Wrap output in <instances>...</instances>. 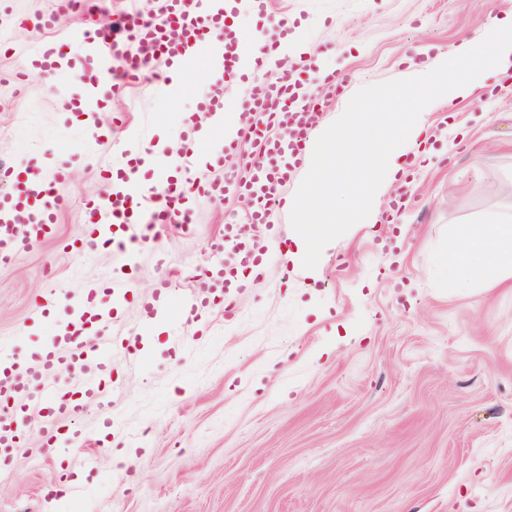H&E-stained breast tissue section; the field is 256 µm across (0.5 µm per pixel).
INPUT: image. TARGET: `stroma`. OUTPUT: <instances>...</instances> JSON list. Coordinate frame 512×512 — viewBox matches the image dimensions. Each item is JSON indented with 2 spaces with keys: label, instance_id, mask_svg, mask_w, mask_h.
Returning a JSON list of instances; mask_svg holds the SVG:
<instances>
[{
  "label": "stroma",
  "instance_id": "stroma-1",
  "mask_svg": "<svg viewBox=\"0 0 512 512\" xmlns=\"http://www.w3.org/2000/svg\"><path fill=\"white\" fill-rule=\"evenodd\" d=\"M52 7L14 0L0 14V165L49 172L54 146L72 147L57 237L0 262V336L27 356L67 320L29 327L47 288L75 295L116 265L108 249L88 261L62 249L84 231L109 142H173L215 85L232 104L250 91L191 63L166 87L158 61L143 84L89 95L99 124L77 119L38 75L19 77L41 38L17 20L32 25ZM234 13L268 38L295 18V40L341 80L317 137L362 87L416 77L418 53L475 45L511 22L512 0H271L263 14L238 0ZM419 123L421 138L401 147L403 184L378 190L369 217L327 244L316 268L302 266L289 210L272 209L277 254L235 296V322L215 309L201 325L146 332L138 300L163 274L184 292L186 269L207 268L213 239L243 222L245 198H192L191 228L143 253L123 311L139 350L112 356L111 409L90 401L78 420L87 443L74 456L98 454L79 512H512V281L452 290L443 269L459 230L512 216V75L478 101L437 99ZM398 196L406 207L395 213ZM111 413L137 432L134 456L119 458L127 441L106 428ZM39 423L31 416L29 446L0 482V512H48L54 487L82 473L61 470Z\"/></svg>",
  "mask_w": 512,
  "mask_h": 512
}]
</instances>
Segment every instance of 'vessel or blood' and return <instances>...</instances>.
<instances>
[{
  "label": "vessel or blood",
  "instance_id": "vessel-or-blood-1",
  "mask_svg": "<svg viewBox=\"0 0 512 512\" xmlns=\"http://www.w3.org/2000/svg\"><path fill=\"white\" fill-rule=\"evenodd\" d=\"M226 14L222 0H162L161 11L153 19L126 13L118 32L102 35L89 13L83 14L82 26L70 27L67 0H54L41 28L54 32L55 38L32 54L28 65L42 74L54 75L62 49L78 46L81 53L70 61L66 91L80 107L91 91L116 92L117 76L138 81L145 65L157 59L170 70L189 61L210 65L216 50L205 35L218 30L224 34V76L232 79L240 74L238 50L251 36L229 28ZM129 41L134 43L135 51L128 56L124 45ZM120 56L125 62L117 70L113 61ZM254 60L248 74L253 93L244 109L263 114L265 127H249L243 135H236L220 89L202 96L198 105L222 130L225 152L237 151L246 138L257 144L258 154L249 175L242 177L229 171L220 179L198 180L195 157L206 136L193 120L179 132L181 158L166 167L164 178L151 189H144L134 177L140 163L135 152L126 146L117 149L101 189L88 201L95 221L67 244L69 253L86 259L99 246L107 245L121 255L122 266H135L139 254L155 247L164 231L184 227L193 193L215 200L231 192L246 196L251 204L248 223H267L270 206L282 199L280 187L308 150L309 131L317 118L311 110L315 98L333 97L339 84L335 76H324L320 94H313V67L308 59L282 58L271 47L261 48ZM0 180L13 185L12 191L0 194V256H8L54 232L66 203L61 189L69 180V171L60 166L49 176L28 179L2 168ZM269 244V239L249 237L244 227L225 225L223 238L212 248L217 260L183 294L180 316L197 321L220 305L226 319H234L237 311L232 298L248 287L251 277L259 275L268 259ZM104 283L106 302L97 303L92 293L76 301L74 326L47 338L27 364H20L12 340L0 337L1 479L9 476L8 461L25 445L31 407L42 410L40 433L47 446H82V437L70 432L68 424L87 401L106 399L105 376L112 366V353L129 342L128 337L109 333L107 327L117 321L120 307L133 293V282L129 277L109 273ZM171 293L169 280L159 278L151 296L140 302L144 320L165 314Z\"/></svg>",
  "mask_w": 512,
  "mask_h": 512
}]
</instances>
